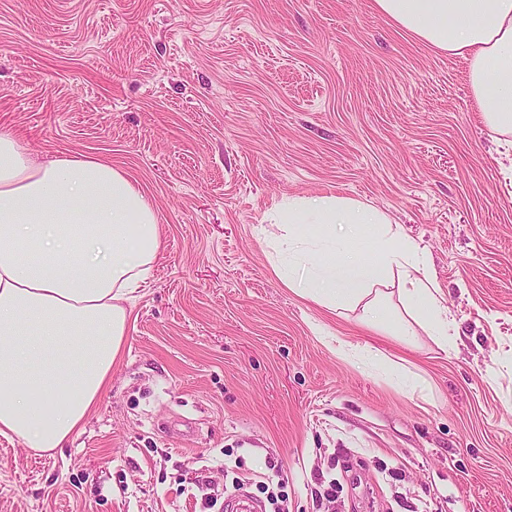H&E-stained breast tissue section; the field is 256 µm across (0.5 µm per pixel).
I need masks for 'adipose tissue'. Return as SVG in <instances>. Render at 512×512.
Returning a JSON list of instances; mask_svg holds the SVG:
<instances>
[{"label": "adipose tissue", "mask_w": 512, "mask_h": 512, "mask_svg": "<svg viewBox=\"0 0 512 512\" xmlns=\"http://www.w3.org/2000/svg\"><path fill=\"white\" fill-rule=\"evenodd\" d=\"M421 41L460 58L493 132L512 136V0H373ZM289 288L329 310L362 305L401 338L448 342V309L425 250L383 212L334 196L278 208ZM333 224L352 230L344 243ZM164 249L157 215L120 167L87 155L33 158L0 129V434L35 453L65 447L106 392L127 304ZM397 282L396 302L387 285Z\"/></svg>", "instance_id": "1"}]
</instances>
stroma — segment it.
Returning a JSON list of instances; mask_svg holds the SVG:
<instances>
[{"label":"stroma","instance_id":"1","mask_svg":"<svg viewBox=\"0 0 512 512\" xmlns=\"http://www.w3.org/2000/svg\"><path fill=\"white\" fill-rule=\"evenodd\" d=\"M0 127L124 169L165 238L66 447L0 436V512H223L281 464L351 512H512V154L466 68L372 0H0ZM420 243L453 340L401 343L275 274L286 197Z\"/></svg>","mask_w":512,"mask_h":512}]
</instances>
